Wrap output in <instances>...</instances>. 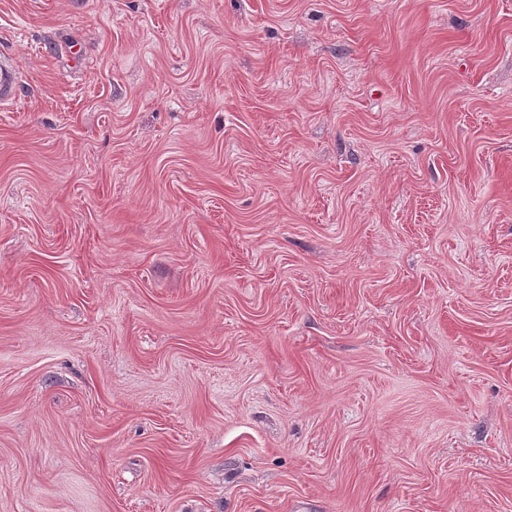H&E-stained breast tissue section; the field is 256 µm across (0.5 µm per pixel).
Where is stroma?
Instances as JSON below:
<instances>
[{
	"instance_id": "stroma-1",
	"label": "stroma",
	"mask_w": 512,
	"mask_h": 512,
	"mask_svg": "<svg viewBox=\"0 0 512 512\" xmlns=\"http://www.w3.org/2000/svg\"><path fill=\"white\" fill-rule=\"evenodd\" d=\"M0 512H512V0H0ZM17 76L10 60L0 57V104L13 101L15 97L14 85Z\"/></svg>"
}]
</instances>
